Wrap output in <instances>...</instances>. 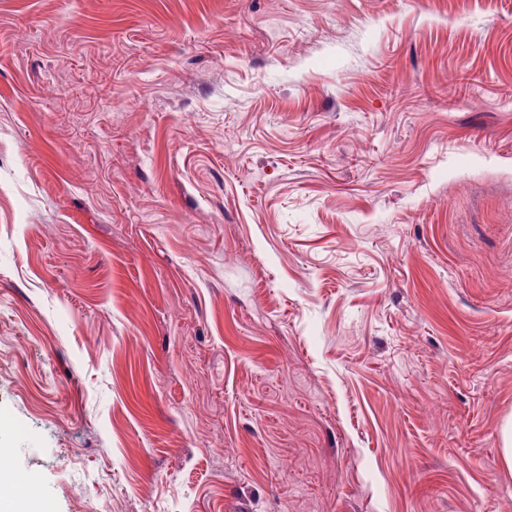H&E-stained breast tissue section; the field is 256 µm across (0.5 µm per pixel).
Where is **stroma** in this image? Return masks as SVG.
<instances>
[{"label": "stroma", "instance_id": "35a3bbf8", "mask_svg": "<svg viewBox=\"0 0 512 512\" xmlns=\"http://www.w3.org/2000/svg\"><path fill=\"white\" fill-rule=\"evenodd\" d=\"M512 0H0V448L47 512H512Z\"/></svg>", "mask_w": 512, "mask_h": 512}]
</instances>
